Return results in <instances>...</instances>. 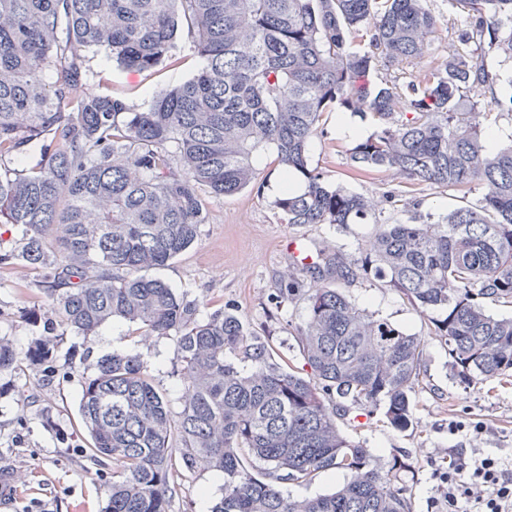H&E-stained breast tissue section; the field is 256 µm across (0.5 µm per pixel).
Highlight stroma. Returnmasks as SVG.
<instances>
[{
  "label": "stroma",
  "instance_id": "stroma-1",
  "mask_svg": "<svg viewBox=\"0 0 512 512\" xmlns=\"http://www.w3.org/2000/svg\"><path fill=\"white\" fill-rule=\"evenodd\" d=\"M428 5L440 25L430 56L414 62L416 72L447 56L459 23L448 0H429ZM199 67L193 44L182 29L172 61L149 71L121 66L104 50L91 52L86 91L91 95L109 93L143 109L159 90L185 82ZM326 127L327 137L313 139L308 152L312 167L323 172L329 182L367 195L386 194L397 187L398 178L389 173L372 178L349 174L347 151L357 140L338 132L335 116H328ZM254 165L260 190L208 199V219L201 225L197 241L156 275L177 292L204 298L209 310L235 308L255 334L270 337L299 368L303 360L292 326L306 317V303L300 299H287L278 306L270 303L283 272L295 265L296 246L334 249L351 258L373 227L281 223L273 207L277 194L272 187L282 180L283 171L268 154L257 157ZM43 286L42 270L19 261L0 265V338L18 353L45 339L57 320ZM347 293L360 307L425 336L427 346L425 383L414 396L417 427L401 432L361 416L355 423L344 424L342 430L365 443L379 466H388L393 457L408 456L412 469L406 481L413 512H448V487L441 474L448 469L449 457H493L512 466V384L463 388L450 373L446 348L429 337L423 319L398 292L358 281ZM114 352L139 354L158 388L170 399H178L175 337L142 343L132 325L117 319L102 326L92 338L68 332L58 340V361L73 362L67 376L50 379L26 363L0 372V489L5 492L0 512H104L105 486L112 478V467L94 464L86 457L77 410L81 385L92 363ZM223 494L222 473L196 470L181 477L172 512H210Z\"/></svg>",
  "mask_w": 512,
  "mask_h": 512
}]
</instances>
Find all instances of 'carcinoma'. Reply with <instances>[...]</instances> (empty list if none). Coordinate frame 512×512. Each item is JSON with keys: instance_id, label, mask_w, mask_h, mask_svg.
<instances>
[{"instance_id": "1", "label": "carcinoma", "mask_w": 512, "mask_h": 512, "mask_svg": "<svg viewBox=\"0 0 512 512\" xmlns=\"http://www.w3.org/2000/svg\"><path fill=\"white\" fill-rule=\"evenodd\" d=\"M448 2L463 14L457 45L416 75L406 67L430 53L438 25L428 0H0V224L22 230L0 264L45 270L63 333L121 319L145 340L176 337L178 411L136 354L114 352L85 377V452L113 463L105 512H171L175 477L200 467L224 474L212 512H412L408 458L374 464L339 420L356 408L414 426L426 341L353 303L358 279L428 321L461 383L512 380V315L485 307L512 309V143L487 146L512 117V0ZM182 20L202 60L192 78L144 109L83 92L89 50L152 70L173 59ZM384 67L399 74L365 81ZM504 83L500 112L476 111ZM339 111L378 126L349 149L352 175L393 172L394 195L416 205L428 186L478 195L436 220L382 218L383 200L309 166L311 139ZM35 144L40 160L22 166ZM263 154L302 180L274 201L283 223L374 225L351 262L322 251L279 289L307 301L293 328L304 373L232 309L203 317L198 299L150 275L195 243L207 198L256 187ZM56 341L21 358L0 340V372L24 361L66 371ZM332 469L349 480L315 498L274 484Z\"/></svg>"}]
</instances>
